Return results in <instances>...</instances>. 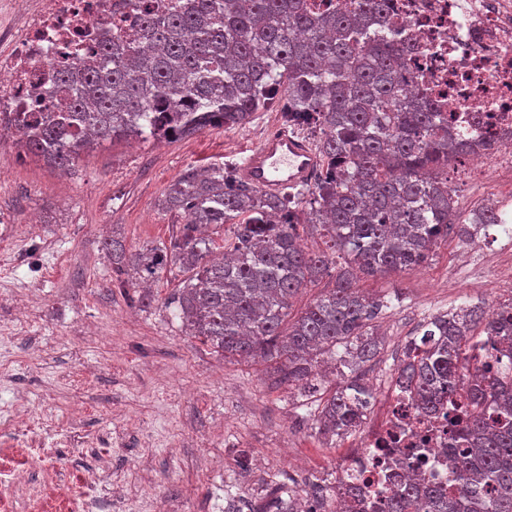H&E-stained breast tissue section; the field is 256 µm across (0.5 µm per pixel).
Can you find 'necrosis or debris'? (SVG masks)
Instances as JSON below:
<instances>
[{"instance_id": "necrosis-or-debris-1", "label": "necrosis or debris", "mask_w": 512, "mask_h": 512, "mask_svg": "<svg viewBox=\"0 0 512 512\" xmlns=\"http://www.w3.org/2000/svg\"><path fill=\"white\" fill-rule=\"evenodd\" d=\"M385 31L407 66L411 90L448 114L451 130L475 144L467 177L489 163L512 170V0H388ZM132 0H0V138L15 137L22 112H41L61 69H74L100 42L136 28ZM404 395L392 392L378 422L338 468L366 489L368 512H386L383 491L396 488L388 457L414 454L429 484L447 485L448 412L418 421ZM39 449L0 458V512ZM46 512H121L122 502L85 487L79 500L40 488Z\"/></svg>"}]
</instances>
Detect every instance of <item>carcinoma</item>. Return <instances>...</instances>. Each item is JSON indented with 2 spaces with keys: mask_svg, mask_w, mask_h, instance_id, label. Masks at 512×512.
Here are the masks:
<instances>
[{
  "mask_svg": "<svg viewBox=\"0 0 512 512\" xmlns=\"http://www.w3.org/2000/svg\"><path fill=\"white\" fill-rule=\"evenodd\" d=\"M385 2L323 14L309 0H187L166 15L145 7V48L112 38L98 51L112 66L91 62L77 80L60 72L65 102L23 118L18 130L19 152L57 168L109 139L241 127L275 103L286 125L320 134L325 169L307 192L269 195L237 178L232 164L190 166L160 200L186 218L168 244L129 251L112 239L104 248L117 275L149 280L178 268L181 286L167 305L188 335L224 358L259 359L308 392L319 363L350 371L321 408L320 431L331 437L361 425L373 393L355 372L382 345L372 321L384 300L359 288L354 270H412L448 229L469 239L497 225L491 208L458 211L448 163L468 145L431 101L407 94L398 49L366 27L372 17L385 23ZM226 224L235 225L229 239L201 233ZM302 224L323 227L331 253L306 251ZM338 251L347 267L334 287L287 322L293 299L329 272ZM478 326L485 338L471 343ZM422 328L398 388L422 412L452 406L453 466L448 489L411 479L388 497V512H512V365L464 387L478 357L512 353V299L488 310L454 306Z\"/></svg>",
  "mask_w": 512,
  "mask_h": 512,
  "instance_id": "carcinoma-1",
  "label": "carcinoma"
}]
</instances>
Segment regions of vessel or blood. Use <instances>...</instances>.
Wrapping results in <instances>:
<instances>
[{
	"instance_id": "vessel-or-blood-1",
	"label": "vessel or blood",
	"mask_w": 512,
	"mask_h": 512,
	"mask_svg": "<svg viewBox=\"0 0 512 512\" xmlns=\"http://www.w3.org/2000/svg\"><path fill=\"white\" fill-rule=\"evenodd\" d=\"M320 165V154L306 140L280 130L249 149L237 172L242 180L279 195L307 184Z\"/></svg>"
}]
</instances>
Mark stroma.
<instances>
[{"label": "stroma", "mask_w": 512, "mask_h": 512, "mask_svg": "<svg viewBox=\"0 0 512 512\" xmlns=\"http://www.w3.org/2000/svg\"><path fill=\"white\" fill-rule=\"evenodd\" d=\"M283 126L272 108L245 126L171 142L106 141L66 172L0 142V212L11 217L0 223V406L24 418L0 433V448L59 436L47 467L13 489L16 512H34L40 486L69 493L83 470L126 512H222L230 495L258 501L283 484L301 496L311 483H334L360 435L324 437L316 396L342 377L310 394L224 360L187 336L167 306L181 273H162L146 291L123 288L102 248L112 237L130 250L167 243L184 218L160 209L165 188L188 166L238 162ZM475 248L490 267L512 269V238L494 226L472 240L449 232L414 270L359 279L388 301L376 320L382 349L359 372L376 404L431 316L512 299L490 277L449 279Z\"/></svg>", "instance_id": "stroma-1"}]
</instances>
